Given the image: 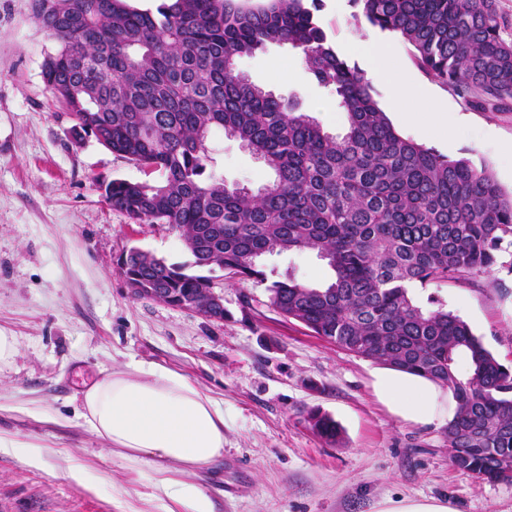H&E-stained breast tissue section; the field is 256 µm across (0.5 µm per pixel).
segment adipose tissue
<instances>
[{
    "label": "adipose tissue",
    "mask_w": 512,
    "mask_h": 512,
    "mask_svg": "<svg viewBox=\"0 0 512 512\" xmlns=\"http://www.w3.org/2000/svg\"><path fill=\"white\" fill-rule=\"evenodd\" d=\"M356 49L368 77L389 85L398 103L433 113L442 130L453 131L447 114L436 110L421 87L387 67L390 45L366 38L357 40ZM372 385L378 400L402 421L441 424L454 415L451 391L423 376L386 367L374 372ZM78 416L129 461L147 457L161 461L165 475L156 487L183 512H212L201 490L175 480L174 475L223 458L224 409L185 377L140 365L104 372L83 393Z\"/></svg>",
    "instance_id": "obj_1"
}]
</instances>
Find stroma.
<instances>
[{
  "label": "stroma",
  "instance_id": "obj_1",
  "mask_svg": "<svg viewBox=\"0 0 512 512\" xmlns=\"http://www.w3.org/2000/svg\"><path fill=\"white\" fill-rule=\"evenodd\" d=\"M350 0H324L320 19L337 51L356 62L371 35ZM394 72L407 74L460 116L448 143L428 113L406 122L387 87L374 97L403 137L451 159L486 167L512 192V101L499 112L471 107L395 39ZM55 43L36 23L32 0H0V332L17 353L0 362V435L35 444L39 460L0 449V512H170L154 484L158 464L129 462L77 417L81 394L104 371L132 362L177 372L224 408V458L181 482L197 486L213 512H374L384 498H437L457 512H512V482L456 469L445 425L391 416L373 392V361L315 336L268 303L263 284L215 270L224 319L132 295L116 260L133 247L171 263L187 261L178 234L110 208L103 182L143 172L95 139L74 143L73 120L46 87L42 64ZM237 69L341 135L345 112L306 71L296 50L270 44ZM210 172L259 188L273 171L238 141L213 132ZM266 270L322 283L316 253L266 256ZM422 308L440 300L464 319L503 365L512 366V246L488 274L412 290ZM331 416L339 442L320 438L309 411ZM93 478L87 487L72 469Z\"/></svg>",
  "mask_w": 512,
  "mask_h": 512
}]
</instances>
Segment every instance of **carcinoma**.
Listing matches in <instances>:
<instances>
[{
    "mask_svg": "<svg viewBox=\"0 0 512 512\" xmlns=\"http://www.w3.org/2000/svg\"><path fill=\"white\" fill-rule=\"evenodd\" d=\"M38 25L57 43L42 77L74 130L134 163L147 179H112L108 205L185 236L189 260L130 257L126 270L165 294L188 296L211 273L268 281L262 257L312 251L332 272L319 287L286 273L269 304L337 347L426 376L457 402L446 433L453 466L489 481L512 469V371L458 315L417 306L410 288L468 282L512 245V195L471 161L449 159L400 135L366 74L323 29L322 0H55ZM355 21L398 35L421 68L468 104L512 100V41L497 0H351ZM269 44L297 50L333 89L348 127L334 136L250 82L237 61ZM221 129L273 170L251 191L207 173ZM159 171L163 179H148ZM466 360L468 373L458 371ZM307 417L329 442L340 427Z\"/></svg>",
    "mask_w": 512,
    "mask_h": 512,
    "instance_id": "obj_1",
    "label": "carcinoma"
}]
</instances>
